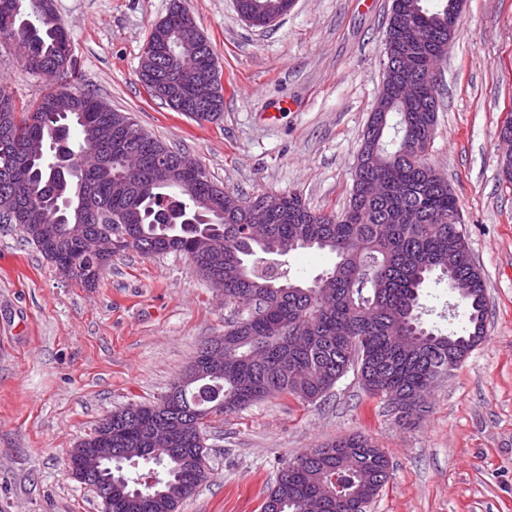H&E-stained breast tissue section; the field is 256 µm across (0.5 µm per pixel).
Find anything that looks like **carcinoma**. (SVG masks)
Wrapping results in <instances>:
<instances>
[{
  "instance_id": "1",
  "label": "carcinoma",
  "mask_w": 512,
  "mask_h": 512,
  "mask_svg": "<svg viewBox=\"0 0 512 512\" xmlns=\"http://www.w3.org/2000/svg\"><path fill=\"white\" fill-rule=\"evenodd\" d=\"M40 0H0V39L26 43L23 66L58 77L73 68L70 36L54 8ZM453 0H391L385 35L406 70L422 83L413 104H393L371 113L362 146L374 161L357 162L350 200L339 213L306 207L291 192L262 194L270 223L249 234L241 209H224L204 169L162 183L146 170L126 187L127 177L112 153L116 110L75 86L46 92L17 107L0 90V224H13L64 276L94 288L112 266V256L132 250L144 257L183 255L205 280L224 279V303L237 316L224 327V364H205L198 350L172 383L178 404L159 402L117 408L80 442L92 448L112 431V460L104 472L122 492L103 512H178L180 504L208 481L202 420L232 414L271 396L316 402L349 371L399 418L420 407L422 395L457 368L482 338L486 323L485 284L468 247L458 199L448 183L428 177L424 159L410 160L415 147L431 142L436 112L429 80L432 46L448 37ZM239 11L261 23L283 12L287 0H238ZM185 8L172 2L149 41L164 42L167 55L143 51L141 85L155 77L168 82L175 98L164 101L198 124L222 119L224 97L211 111H194V78L214 75L208 39L185 27ZM80 141L73 143L72 131ZM149 157L179 152L149 132L128 142ZM199 216L185 223L187 214ZM133 230L129 241L124 234ZM336 255L330 270L305 285L282 270L261 273L259 261H279L299 249ZM433 273L448 282L465 306V334L436 333L421 321L419 291ZM148 467L157 483L139 485L134 476ZM389 478V460L367 438H340L288 462L261 505V512H367Z\"/></svg>"
}]
</instances>
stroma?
Returning <instances> with one entry per match:
<instances>
[{
	"instance_id": "stroma-1",
	"label": "stroma",
	"mask_w": 512,
	"mask_h": 512,
	"mask_svg": "<svg viewBox=\"0 0 512 512\" xmlns=\"http://www.w3.org/2000/svg\"><path fill=\"white\" fill-rule=\"evenodd\" d=\"M172 0H53L76 87L241 197L291 191L314 211L346 207L384 77L391 0H295L271 27L234 0H187L224 81V117L197 124L138 79ZM0 48V90L26 103L50 87ZM429 163L455 192L486 286L483 342L398 421L348 372L323 400L271 398L206 428L210 479L179 512H260L289 459L342 435L382 448L391 477L370 512H512V183L499 139L512 116V0H463L439 73ZM446 281L420 292L426 327L467 325ZM233 307L182 256L116 255L99 285L62 277L14 225H0V512H101L67 457L113 409L153 403Z\"/></svg>"
}]
</instances>
